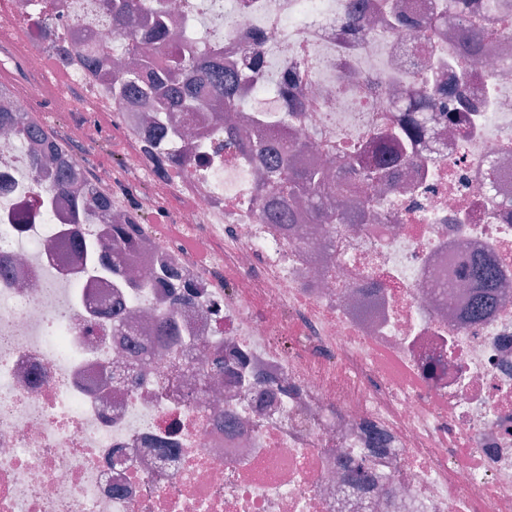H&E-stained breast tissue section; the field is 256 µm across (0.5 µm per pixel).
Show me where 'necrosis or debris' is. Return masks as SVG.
I'll use <instances>...</instances> for the list:
<instances>
[{"label":"necrosis or debris","instance_id":"4bbe7bcc","mask_svg":"<svg viewBox=\"0 0 512 512\" xmlns=\"http://www.w3.org/2000/svg\"><path fill=\"white\" fill-rule=\"evenodd\" d=\"M27 2L8 0L34 44L18 85L76 111L42 79V17ZM354 3L377 23L347 51L342 21ZM433 3L252 0L244 13L222 0L225 59L247 74L263 49L267 77L241 96L248 113L287 112L281 79L306 63L305 117L279 131L288 144L312 142L298 164L369 149L421 66L431 80H458L476 104L455 128L433 114L409 188L353 183L344 198L368 213L341 231L302 211L291 225L265 223L254 204L262 167L247 155L144 168L142 109L127 108L124 161L155 199L177 203L193 249L146 232L126 262L143 285L125 322L148 341L173 314L190 346L181 368L169 350L138 364L113 344L115 277L88 272L80 249H48L72 201L31 178L20 142H0V512H512V290L493 314L463 320L472 285L456 271L480 257L512 286V211L496 207L512 198V72L500 66L512 28L478 39L469 62L460 31L379 22L427 17ZM161 254L186 270L194 308L172 311L169 289L154 286ZM216 344L282 392L265 405L230 384L199 390ZM378 433L388 454L354 478Z\"/></svg>","mask_w":512,"mask_h":512}]
</instances>
